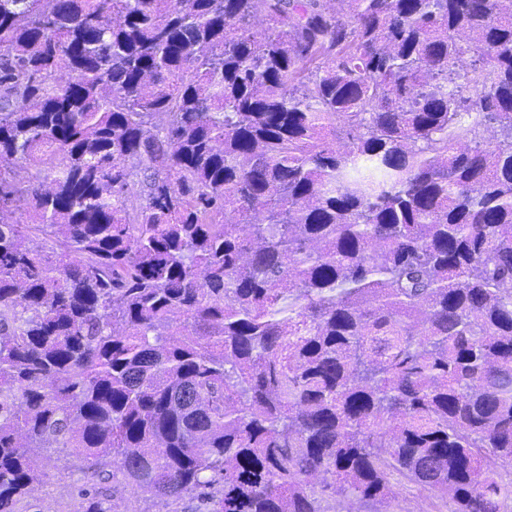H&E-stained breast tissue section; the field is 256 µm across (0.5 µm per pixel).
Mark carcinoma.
Instances as JSON below:
<instances>
[{"label":"carcinoma","instance_id":"obj_1","mask_svg":"<svg viewBox=\"0 0 512 512\" xmlns=\"http://www.w3.org/2000/svg\"><path fill=\"white\" fill-rule=\"evenodd\" d=\"M42 2L0 0V512L49 448L210 512H501L512 0ZM393 494L383 502H372L326 492L321 500L325 512H451L448 498L440 497L394 474Z\"/></svg>","mask_w":512,"mask_h":512}]
</instances>
